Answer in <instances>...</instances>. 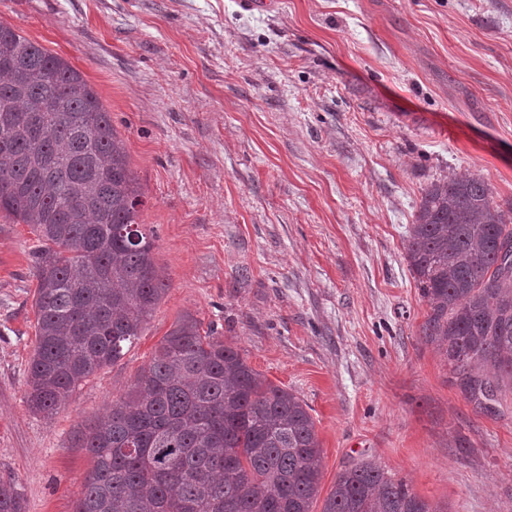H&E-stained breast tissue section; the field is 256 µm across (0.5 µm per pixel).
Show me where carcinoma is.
Returning a JSON list of instances; mask_svg holds the SVG:
<instances>
[{"instance_id": "cac0c4a2", "label": "carcinoma", "mask_w": 512, "mask_h": 512, "mask_svg": "<svg viewBox=\"0 0 512 512\" xmlns=\"http://www.w3.org/2000/svg\"><path fill=\"white\" fill-rule=\"evenodd\" d=\"M127 147L62 58L0 22V213L31 227L37 345L26 401L47 417L123 356L167 290ZM512 215L489 185L450 176L421 198L406 260L427 300L421 333L470 397L512 381ZM93 468L75 512H311L322 450L307 404L191 315L127 398L77 425ZM0 512H25L0 481ZM322 512H443L369 461L342 469Z\"/></svg>"}]
</instances>
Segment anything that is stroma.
<instances>
[{
	"label": "stroma",
	"mask_w": 512,
	"mask_h": 512,
	"mask_svg": "<svg viewBox=\"0 0 512 512\" xmlns=\"http://www.w3.org/2000/svg\"><path fill=\"white\" fill-rule=\"evenodd\" d=\"M0 22L109 112L168 283L119 361L33 413L37 240L0 214V480L27 512H74L93 463L72 430L184 315L309 406L312 512L360 461L443 512H512V382L462 393L405 260L434 182L512 209V0H0Z\"/></svg>",
	"instance_id": "stroma-1"
}]
</instances>
